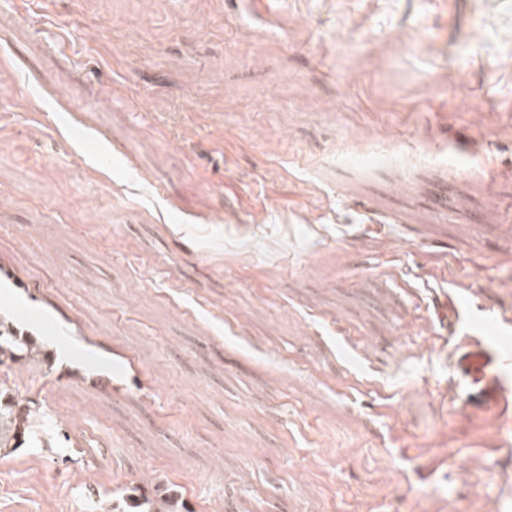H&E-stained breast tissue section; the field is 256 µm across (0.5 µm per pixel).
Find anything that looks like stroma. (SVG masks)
I'll list each match as a JSON object with an SVG mask.
<instances>
[{
	"label": "stroma",
	"mask_w": 512,
	"mask_h": 512,
	"mask_svg": "<svg viewBox=\"0 0 512 512\" xmlns=\"http://www.w3.org/2000/svg\"><path fill=\"white\" fill-rule=\"evenodd\" d=\"M1 58L0 512H512L433 302L512 341V0H0ZM2 327H4V325L2 321H0V366H5L10 370V364H15L25 359L27 356H30L33 349H35V351L32 358L40 354L39 350L34 348V343H31L27 339L17 338L16 335L11 333L10 329L6 332ZM6 379L0 380V451L3 448H20L25 437L43 417L41 406L34 399H26L22 408H16L13 398L3 403V390Z\"/></svg>",
	"instance_id": "35a3bbf8"
}]
</instances>
